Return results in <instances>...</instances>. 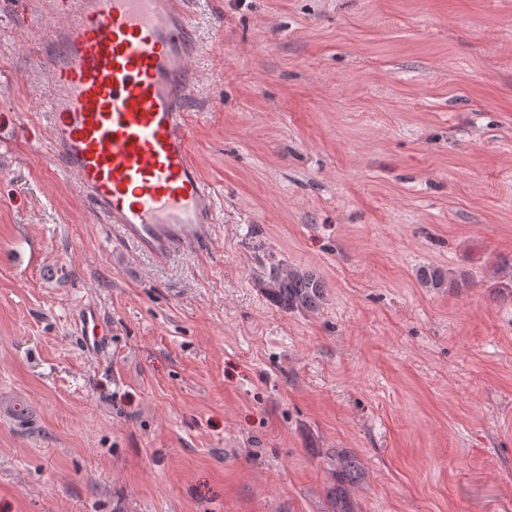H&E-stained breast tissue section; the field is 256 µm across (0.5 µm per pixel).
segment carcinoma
I'll return each instance as SVG.
<instances>
[{
	"label": "carcinoma",
	"mask_w": 512,
	"mask_h": 512,
	"mask_svg": "<svg viewBox=\"0 0 512 512\" xmlns=\"http://www.w3.org/2000/svg\"><path fill=\"white\" fill-rule=\"evenodd\" d=\"M422 284L428 288H457L466 279H448V272L442 268L429 266L420 270ZM260 289L267 300L284 312L318 311L325 300V282L313 270L298 266L272 263L260 279ZM337 471L332 473L338 481L346 483L361 477L362 469L357 457L351 451L336 450ZM330 512H353L351 504L343 494L331 489L328 493Z\"/></svg>",
	"instance_id": "cac0c4a2"
}]
</instances>
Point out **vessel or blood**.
Segmentation results:
<instances>
[{"instance_id": "1", "label": "vessel or blood", "mask_w": 512, "mask_h": 512, "mask_svg": "<svg viewBox=\"0 0 512 512\" xmlns=\"http://www.w3.org/2000/svg\"><path fill=\"white\" fill-rule=\"evenodd\" d=\"M47 58L50 136L100 223L166 259L215 231L219 191L201 176L185 99V0H56Z\"/></svg>"}]
</instances>
